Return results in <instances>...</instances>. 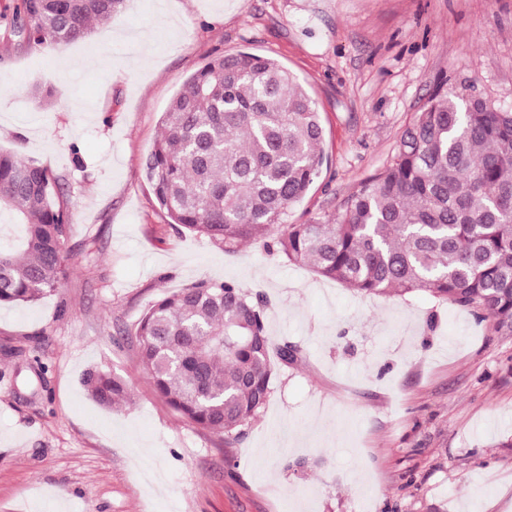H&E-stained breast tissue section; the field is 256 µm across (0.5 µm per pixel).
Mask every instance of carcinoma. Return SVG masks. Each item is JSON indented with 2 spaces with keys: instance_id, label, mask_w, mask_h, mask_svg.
<instances>
[{
  "instance_id": "cac0c4a2",
  "label": "carcinoma",
  "mask_w": 512,
  "mask_h": 512,
  "mask_svg": "<svg viewBox=\"0 0 512 512\" xmlns=\"http://www.w3.org/2000/svg\"><path fill=\"white\" fill-rule=\"evenodd\" d=\"M124 2L21 0L13 33L28 46L83 40ZM323 141L317 104L286 67L220 55L171 100L145 176L170 223L226 253L261 243L357 293L422 292L512 330V109L438 90L337 212L290 224L322 173ZM70 223L60 176L0 149V306L64 287ZM267 305L236 282L201 279L152 302L130 336L155 394L229 445L263 412L276 364L295 356L268 335ZM82 386L108 408L131 395L105 366Z\"/></svg>"
}]
</instances>
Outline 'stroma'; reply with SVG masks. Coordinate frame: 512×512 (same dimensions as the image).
I'll return each instance as SVG.
<instances>
[{"instance_id":"stroma-1","label":"stroma","mask_w":512,"mask_h":512,"mask_svg":"<svg viewBox=\"0 0 512 512\" xmlns=\"http://www.w3.org/2000/svg\"><path fill=\"white\" fill-rule=\"evenodd\" d=\"M19 2L0 0V147L63 177L74 264L61 292L0 307V512H512V331L176 232L145 177L183 81L249 51L321 112L323 172L289 223L333 213L437 89L512 107V0H126L57 47L12 41ZM201 279L263 293L298 350L233 448L154 394L127 339ZM97 365L129 381L124 406L87 396Z\"/></svg>"}]
</instances>
